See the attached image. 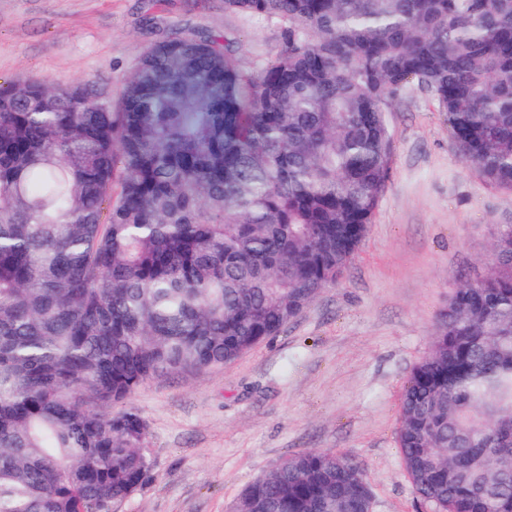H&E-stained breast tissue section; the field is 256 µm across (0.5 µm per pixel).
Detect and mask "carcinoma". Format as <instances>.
<instances>
[{"label": "carcinoma", "instance_id": "carcinoma-1", "mask_svg": "<svg viewBox=\"0 0 512 512\" xmlns=\"http://www.w3.org/2000/svg\"><path fill=\"white\" fill-rule=\"evenodd\" d=\"M288 24L244 70L219 37L145 50L119 111L89 85L0 89V512H114L149 478L147 382L221 368L341 279L415 83L512 190V0H224ZM398 447L430 512H512V224L411 371ZM362 469L296 454L234 512H367Z\"/></svg>", "mask_w": 512, "mask_h": 512}]
</instances>
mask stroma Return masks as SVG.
<instances>
[{
    "label": "stroma",
    "mask_w": 512,
    "mask_h": 512,
    "mask_svg": "<svg viewBox=\"0 0 512 512\" xmlns=\"http://www.w3.org/2000/svg\"><path fill=\"white\" fill-rule=\"evenodd\" d=\"M210 33L255 71L284 47L278 21L221 0H0V85L87 83L119 104L154 43ZM390 173L345 276L276 336L224 367L156 378L126 401L148 425L150 479L115 512H233L255 479L306 451L356 462L372 512H426L403 467L399 410L439 313L489 272L512 190L487 185L417 87L387 114Z\"/></svg>",
    "instance_id": "obj_1"
}]
</instances>
